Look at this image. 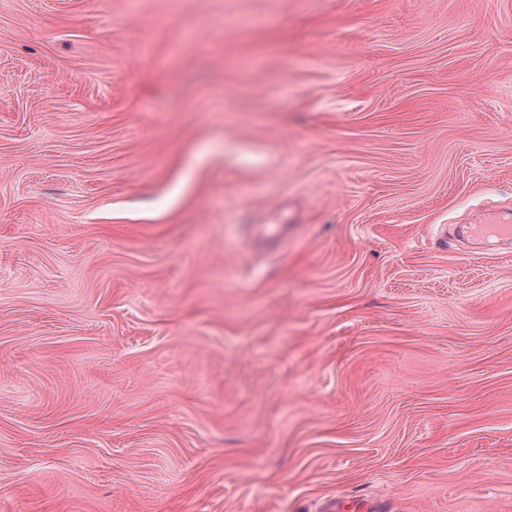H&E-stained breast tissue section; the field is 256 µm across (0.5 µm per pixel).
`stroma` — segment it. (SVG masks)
I'll list each match as a JSON object with an SVG mask.
<instances>
[{
  "mask_svg": "<svg viewBox=\"0 0 512 512\" xmlns=\"http://www.w3.org/2000/svg\"><path fill=\"white\" fill-rule=\"evenodd\" d=\"M512 0H0V512H512ZM512 219L510 214L506 218H502L495 222V224H484L475 228L470 227L471 231L483 240L497 239V240H511L512 236ZM493 237V238H491Z\"/></svg>",
  "mask_w": 512,
  "mask_h": 512,
  "instance_id": "obj_1",
  "label": "stroma"
}]
</instances>
